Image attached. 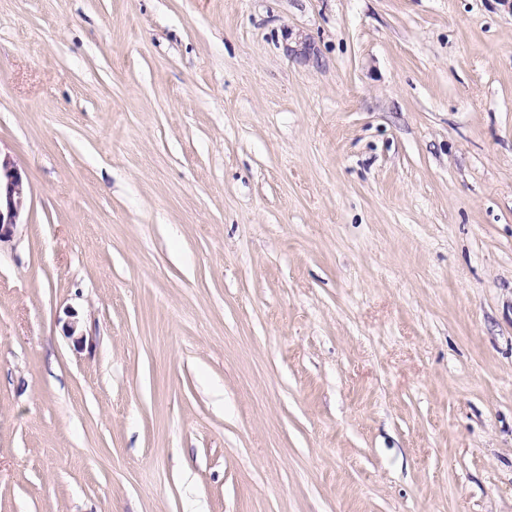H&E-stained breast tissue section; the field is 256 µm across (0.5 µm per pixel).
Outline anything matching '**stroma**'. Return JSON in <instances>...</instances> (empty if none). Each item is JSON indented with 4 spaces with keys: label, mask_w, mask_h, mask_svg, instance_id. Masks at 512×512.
Listing matches in <instances>:
<instances>
[{
    "label": "stroma",
    "mask_w": 512,
    "mask_h": 512,
    "mask_svg": "<svg viewBox=\"0 0 512 512\" xmlns=\"http://www.w3.org/2000/svg\"><path fill=\"white\" fill-rule=\"evenodd\" d=\"M0 151V512H512V0H0ZM27 182L9 154L0 151V247L9 242L21 224L25 210Z\"/></svg>",
    "instance_id": "35a3bbf8"
}]
</instances>
